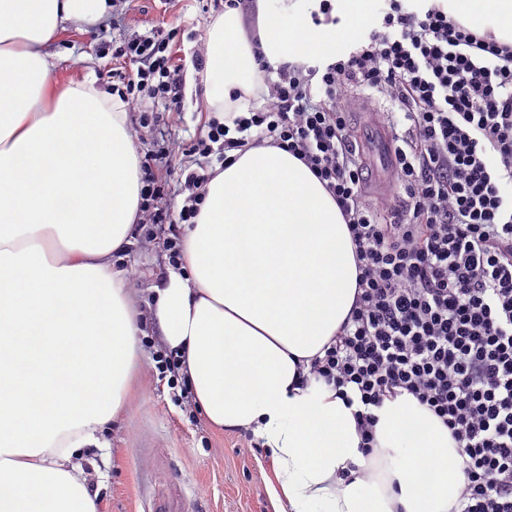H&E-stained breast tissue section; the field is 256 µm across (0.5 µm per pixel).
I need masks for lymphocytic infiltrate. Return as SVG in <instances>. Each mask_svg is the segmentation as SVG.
<instances>
[{"instance_id":"1","label":"lymphocytic infiltrate","mask_w":512,"mask_h":512,"mask_svg":"<svg viewBox=\"0 0 512 512\" xmlns=\"http://www.w3.org/2000/svg\"><path fill=\"white\" fill-rule=\"evenodd\" d=\"M112 57L131 67L114 71L113 92L155 134L140 165L137 233L165 238L177 265L176 227L194 223L217 166L236 150H287L335 200L358 270L352 309L310 375L352 397L366 449L375 409L412 395L461 448L460 512H512V43L449 17L439 0H385L351 51L260 61L262 105L211 117L180 152L158 134L162 112L182 109L174 32L126 38ZM354 86L401 114L391 184L402 206L369 198L349 124Z\"/></svg>"}]
</instances>
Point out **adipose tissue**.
<instances>
[{
    "label": "adipose tissue",
    "instance_id": "1",
    "mask_svg": "<svg viewBox=\"0 0 512 512\" xmlns=\"http://www.w3.org/2000/svg\"><path fill=\"white\" fill-rule=\"evenodd\" d=\"M321 0H258V43L239 11L206 26L202 85L219 114L258 101L259 60L336 51L376 0H332L340 25H313ZM470 27L512 42V0H480ZM109 0H0V512H98L77 458L125 414L143 364L139 312L113 255L134 242L140 155L124 102L95 79L53 92L67 26L106 22ZM357 270L348 227L288 151L251 148L207 185L182 256L153 288L157 335L182 356L214 426L260 437L288 512H451L465 481L447 427L411 395L377 411L371 454L352 408L299 372L346 320Z\"/></svg>",
    "mask_w": 512,
    "mask_h": 512
}]
</instances>
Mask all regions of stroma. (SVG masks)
Instances as JSON below:
<instances>
[{
    "instance_id": "stroma-1",
    "label": "stroma",
    "mask_w": 512,
    "mask_h": 512,
    "mask_svg": "<svg viewBox=\"0 0 512 512\" xmlns=\"http://www.w3.org/2000/svg\"><path fill=\"white\" fill-rule=\"evenodd\" d=\"M210 0H133L121 25L68 27L53 41L63 62L55 75L63 87L95 78L112 88L111 57L101 44L162 27L177 29L185 53H193L204 35L183 31L187 18L212 20ZM209 105L203 92L183 97L181 115L169 116L171 138L187 147L199 134ZM137 305L151 304V287L168 266L162 239L144 240L132 251L114 256ZM167 380L158 376L152 357H145L139 388L127 412L100 433L101 449H89L84 466L99 512H147L156 502L171 512H283L275 496L274 464L268 448L252 447L236 430L211 426L202 414L188 415L178 406Z\"/></svg>"
}]
</instances>
